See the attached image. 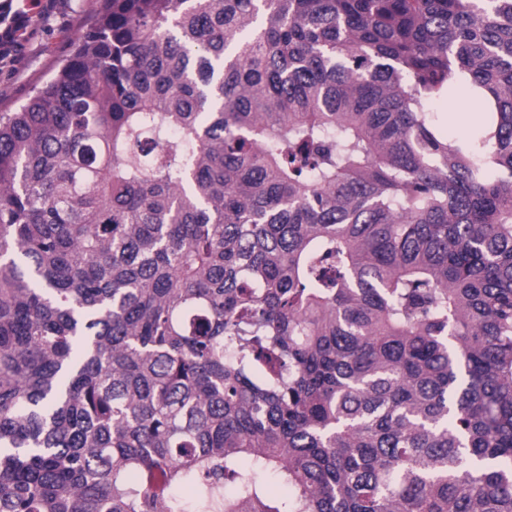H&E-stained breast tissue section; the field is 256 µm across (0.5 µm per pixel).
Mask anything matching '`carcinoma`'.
<instances>
[{
    "label": "carcinoma",
    "instance_id": "carcinoma-1",
    "mask_svg": "<svg viewBox=\"0 0 512 512\" xmlns=\"http://www.w3.org/2000/svg\"><path fill=\"white\" fill-rule=\"evenodd\" d=\"M0 512H512V0H103L0 113ZM454 109L455 103L452 100H448L439 105V110L443 111L447 116L446 131L450 138L456 136L461 129L469 130L474 122L472 118L479 114V108L474 103L469 106L468 112L464 114H457L453 112ZM463 116H470L471 118L468 119ZM448 117L451 118L449 122Z\"/></svg>",
    "mask_w": 512,
    "mask_h": 512
}]
</instances>
